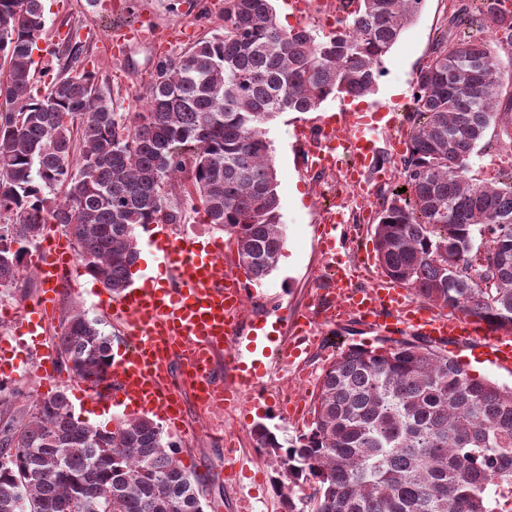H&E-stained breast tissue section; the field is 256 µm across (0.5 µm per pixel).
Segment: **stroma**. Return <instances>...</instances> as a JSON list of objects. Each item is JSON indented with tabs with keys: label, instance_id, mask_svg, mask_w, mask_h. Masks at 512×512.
I'll list each match as a JSON object with an SVG mask.
<instances>
[{
	"label": "stroma",
	"instance_id": "1",
	"mask_svg": "<svg viewBox=\"0 0 512 512\" xmlns=\"http://www.w3.org/2000/svg\"><path fill=\"white\" fill-rule=\"evenodd\" d=\"M113 10L101 13L89 0H46L44 44H57L69 32H76L84 46L88 69L98 73L110 88L116 104L124 112H141L146 108V86L151 65L157 56L181 51L199 39L222 33L224 0H111ZM450 14L448 0H425L418 18L406 28L398 42L383 59V73L373 95L357 100L329 97L314 112H286L268 126L274 165L277 170L281 222L286 228V245L277 269L261 284L266 297L280 300L289 311L307 307L312 301L314 283L325 275L326 260L318 244L321 214L330 198L345 205L350 219L352 241L347 249L351 263L362 276L378 273L377 265L367 263L365 256L373 252V227L377 222V202L381 194L401 182L400 153L391 149L392 137L404 136L406 124L391 133H383L379 145L390 159L387 176L371 180L369 199L363 200L356 189L344 186L342 170L313 175L302 168L297 159L294 129L302 122L323 119L345 110L367 112L393 109L408 114L414 106L413 78L419 66L427 61L431 47ZM135 23L151 29L152 37L137 41L116 42L113 28ZM27 270L23 292L0 295V306L7 316L0 318V351L17 361V377L10 385L18 396L14 410L28 406V393L41 396L66 389L69 371H62L59 381L42 385L38 366L27 354L25 337L15 335L12 316L24 300L37 291L32 257H25ZM100 285L74 269L60 294L54 315L48 321V345H56L55 332L64 313L78 306L88 318L99 321L110 338H118L119 327L98 305L95 295ZM357 343L369 348L382 346L379 337L347 333L345 326L329 325L322 337L319 353L310 359V378L299 384L295 370H283L268 364L261 394L237 403L233 412L203 411L187 407L188 431L177 437L183 466L196 473L204 489V512H233L237 485L252 488L257 495L256 512H287L283 496L273 487L279 470V458L270 450L256 446L253 429L262 424L277 437L295 435L312 420L310 409L292 417L284 413V405L297 392L316 397L322 374L336 355L339 345Z\"/></svg>",
	"mask_w": 512,
	"mask_h": 512
}]
</instances>
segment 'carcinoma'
<instances>
[{
	"mask_svg": "<svg viewBox=\"0 0 512 512\" xmlns=\"http://www.w3.org/2000/svg\"><path fill=\"white\" fill-rule=\"evenodd\" d=\"M326 32L284 27L273 0H224V33L153 61L143 112L119 111L73 35L35 90L44 0H0V288L19 289L45 225L72 235L85 273L120 294L139 258L136 230L183 224L180 188L236 246L255 283L286 243L266 125L331 96L370 94L383 57L424 0H357ZM451 0L449 27L414 77L400 159L403 186L379 202L382 274L439 310L512 333V8ZM506 158L484 173L483 158ZM58 356L92 383L111 341L79 308ZM256 447L282 451L278 488L312 494L288 512H505L512 490V387L473 378L422 340L340 349L307 431L264 425ZM149 417L112 427L75 419L67 393L37 398L0 427V512H204L199 479Z\"/></svg>",
	"mask_w": 512,
	"mask_h": 512,
	"instance_id": "carcinoma-1",
	"label": "carcinoma"
}]
</instances>
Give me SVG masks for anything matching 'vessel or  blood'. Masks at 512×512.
<instances>
[{
  "label": "vessel or blood",
  "mask_w": 512,
  "mask_h": 512,
  "mask_svg": "<svg viewBox=\"0 0 512 512\" xmlns=\"http://www.w3.org/2000/svg\"><path fill=\"white\" fill-rule=\"evenodd\" d=\"M347 133L320 122V139L303 161L307 167L326 170L342 159L351 160L353 186L366 188L365 170L376 168L380 155L378 126L358 114L344 116ZM148 247L157 256L155 284L128 288L117 298L100 299L99 305L122 322L125 342L112 353V381L95 392L89 383L75 380L76 392L93 402L112 403L136 414H151L181 429L184 397L197 406L212 407L219 398L238 399L257 392L262 374L250 356L257 349L265 315L245 320L248 289L233 269H220L223 240L202 243L189 234L173 236L154 227ZM322 253L336 265V275L317 295L314 309L276 320L278 340L270 349L275 360L298 357L303 344L313 342L321 323L338 324L355 317L379 335L392 338L410 334L434 345H465L474 357L499 368L512 367V333L492 330L486 323L455 314H441L428 305L409 300L400 283L384 280L367 286L340 258L335 237L324 238ZM74 263L71 238L54 239L37 261L40 292L26 302L16 318V333L30 337L29 350L40 360L46 380L59 376L54 356L44 347L39 328L57 305L59 290ZM223 352L225 375L216 378L214 357ZM187 372L185 384H176L173 367Z\"/></svg>",
  "instance_id": "vessel-or-blood-1"
}]
</instances>
